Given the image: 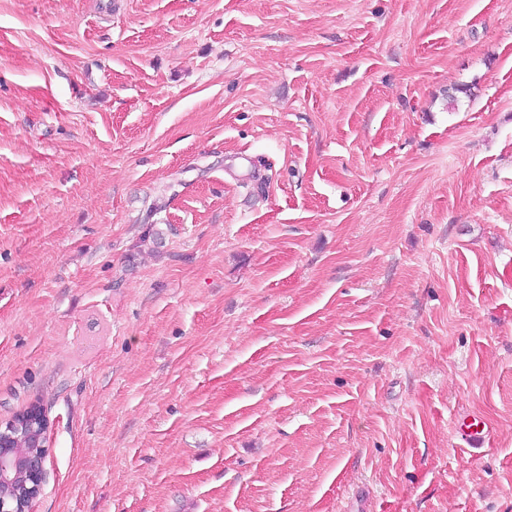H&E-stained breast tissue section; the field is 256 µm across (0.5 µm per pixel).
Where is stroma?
Instances as JSON below:
<instances>
[{"label":"stroma","mask_w":512,"mask_h":512,"mask_svg":"<svg viewBox=\"0 0 512 512\" xmlns=\"http://www.w3.org/2000/svg\"><path fill=\"white\" fill-rule=\"evenodd\" d=\"M32 404L31 512H512V0H0ZM46 456H39L35 453H22L18 455H11L9 461H14L19 465V468L30 478L32 482L37 484L38 494L29 500L28 506L24 508L23 512H30L33 501L40 494L42 482L44 478V465ZM8 461V462H9Z\"/></svg>","instance_id":"35a3bbf8"}]
</instances>
